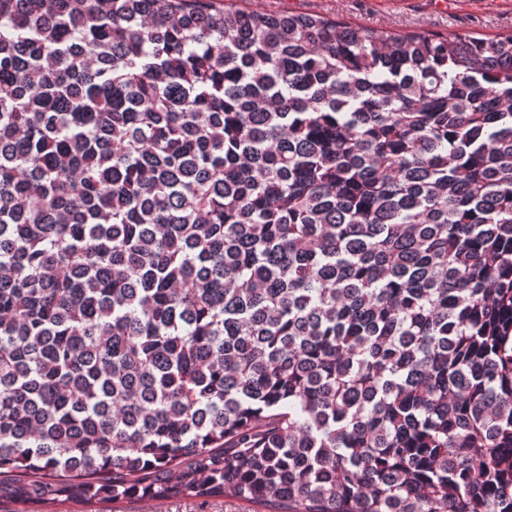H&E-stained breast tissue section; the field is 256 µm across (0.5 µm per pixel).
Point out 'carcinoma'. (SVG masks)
Returning <instances> with one entry per match:
<instances>
[{
  "instance_id": "cac0c4a2",
  "label": "carcinoma",
  "mask_w": 512,
  "mask_h": 512,
  "mask_svg": "<svg viewBox=\"0 0 512 512\" xmlns=\"http://www.w3.org/2000/svg\"><path fill=\"white\" fill-rule=\"evenodd\" d=\"M3 472L512 512V34L0 0Z\"/></svg>"
}]
</instances>
